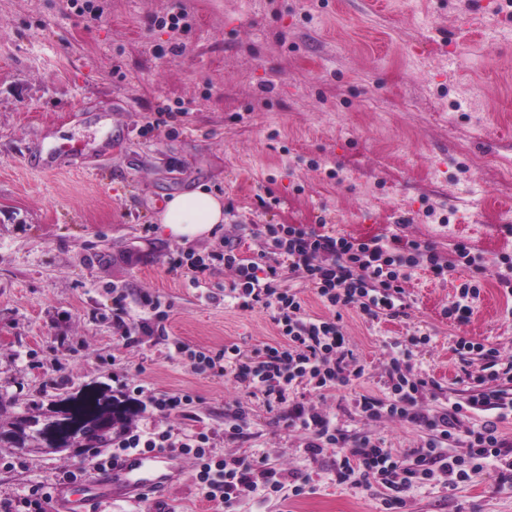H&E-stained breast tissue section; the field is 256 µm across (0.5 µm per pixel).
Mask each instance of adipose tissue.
<instances>
[{"label": "adipose tissue", "instance_id": "1", "mask_svg": "<svg viewBox=\"0 0 512 512\" xmlns=\"http://www.w3.org/2000/svg\"><path fill=\"white\" fill-rule=\"evenodd\" d=\"M223 221V198L201 188L172 194L157 217L162 232L181 242L209 235Z\"/></svg>", "mask_w": 512, "mask_h": 512}]
</instances>
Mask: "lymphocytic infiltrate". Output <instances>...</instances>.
Returning <instances> with one entry per match:
<instances>
[{"label": "lymphocytic infiltrate", "mask_w": 512, "mask_h": 512, "mask_svg": "<svg viewBox=\"0 0 512 512\" xmlns=\"http://www.w3.org/2000/svg\"><path fill=\"white\" fill-rule=\"evenodd\" d=\"M224 265L235 272L230 294L239 308L263 307L271 310L281 340L264 345L251 354L233 345L218 352L188 351L177 345L178 353L188 354L196 368L219 369L251 392L261 393L269 406L288 407L291 426L307 435L306 452L313 457L330 451L336 457V480L361 482L376 480L388 486L386 502L394 512L403 486L441 473L446 487L468 479L470 471L496 463L512 472V446L500 432L501 423L512 415V362L499 366L498 353L484 344L459 340L456 350L468 368L465 380L473 394L467 403L432 411L425 395L430 381L418 371L409 347L394 342L389 346V380L385 397L358 395L360 414L370 419L400 418L429 433L424 447L411 462L394 457L377 440L364 438L348 446L341 429L328 416L308 413L303 402L292 399L296 384L305 382L318 392L347 387L364 374L345 346L340 321L342 309L354 307L367 318L379 315H405L408 303L403 283L411 268L426 265L435 276H442L453 262L442 259L434 247L399 235L376 236L367 240L322 233L300 224H269L264 232V249L258 259L241 258L232 242L224 244ZM301 272L319 299L333 309V317L307 314L304 300L280 289L282 268ZM484 411L478 427L464 428V408ZM467 438V453L448 452L450 441L458 435ZM171 430L122 432L112 443L110 453H96L90 467L63 470L61 481L71 482L102 469L113 459L134 452H154L171 447ZM209 438L198 432L185 436L179 448L200 468L199 479L208 488L209 500L228 503L256 487L277 495L284 488L302 493L304 484L294 474L261 465L244 458L212 461L207 448Z\"/></svg>", "instance_id": "lymphocytic-infiltrate-1"}]
</instances>
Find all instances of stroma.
<instances>
[{"mask_svg":"<svg viewBox=\"0 0 512 512\" xmlns=\"http://www.w3.org/2000/svg\"><path fill=\"white\" fill-rule=\"evenodd\" d=\"M98 2L94 18L74 0H0V424L87 387L186 394L176 416L136 404L129 427L205 432L215 459L263 457L311 491L211 502L187 460L165 497L101 512H386L385 485L337 483L332 453H305L287 405L195 369L174 346L248 353L278 341L270 310L225 298L233 274L216 254L229 237L257 259L265 225L301 224L362 240L395 233L449 260L462 241L480 262L442 278L414 268L407 316L343 311L364 376L295 395L350 437L401 459L427 440L415 423L353 407L355 394L382 395L393 341L429 335L414 361L453 402L468 395L459 339L512 359V297L496 279L512 265V0L480 14L469 0ZM176 13L178 28L164 26ZM68 144L83 153L37 166ZM196 186L223 196V224L191 242L165 237L166 198ZM187 252L212 256L209 270L175 266ZM467 283L480 296L459 326L443 311ZM156 301L163 340L141 327ZM237 421L241 432L225 433ZM85 460L2 442L0 498ZM401 499L398 512H512V477L487 465L450 489L413 483Z\"/></svg>","mask_w":512,"mask_h":512,"instance_id":"35a3bbf8","label":"stroma"}]
</instances>
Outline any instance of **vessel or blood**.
Masks as SVG:
<instances>
[{"label": "vessel or blood", "instance_id": "vessel-or-blood-1", "mask_svg": "<svg viewBox=\"0 0 512 512\" xmlns=\"http://www.w3.org/2000/svg\"><path fill=\"white\" fill-rule=\"evenodd\" d=\"M183 465L171 452L131 453L85 481L62 487L56 512H93L103 501L164 496L179 480Z\"/></svg>", "mask_w": 512, "mask_h": 512}]
</instances>
